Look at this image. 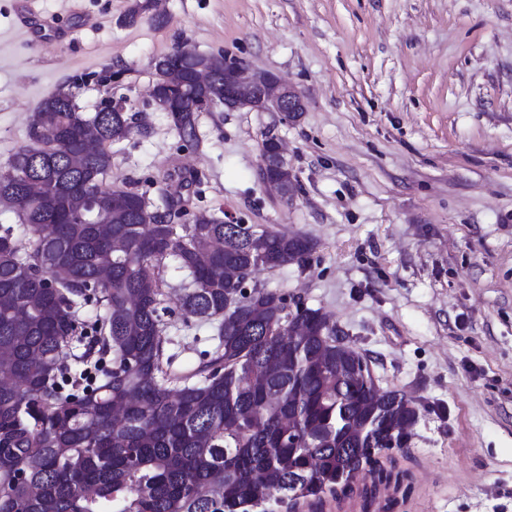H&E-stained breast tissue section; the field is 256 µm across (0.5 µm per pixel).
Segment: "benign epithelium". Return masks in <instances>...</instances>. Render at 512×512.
Here are the masks:
<instances>
[{
  "mask_svg": "<svg viewBox=\"0 0 512 512\" xmlns=\"http://www.w3.org/2000/svg\"><path fill=\"white\" fill-rule=\"evenodd\" d=\"M198 55L199 52L181 46L168 55V64L155 63V69L163 70V83L167 85L180 81L181 62L192 64V80L200 88V92L192 96L190 101L193 112H213L220 107L229 110L247 108L255 112H273L286 123L289 116L304 107L301 95L277 75L269 71L257 72L239 57L228 54L224 55V96L217 98L210 93V69L199 60ZM263 152L265 160L262 166H288L278 136H266Z\"/></svg>",
  "mask_w": 512,
  "mask_h": 512,
  "instance_id": "7a95c632",
  "label": "benign epithelium"
}]
</instances>
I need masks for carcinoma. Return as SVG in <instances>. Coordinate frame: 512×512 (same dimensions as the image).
<instances>
[{
	"label": "carcinoma",
	"mask_w": 512,
	"mask_h": 512,
	"mask_svg": "<svg viewBox=\"0 0 512 512\" xmlns=\"http://www.w3.org/2000/svg\"><path fill=\"white\" fill-rule=\"evenodd\" d=\"M184 96L155 105L168 112ZM35 116L0 169V205L33 234L22 253L0 224V512H323L326 497L355 493L365 466L400 489L408 473L386 452L406 447L413 402L385 400L368 358L321 310L290 309L256 283L241 301L224 283L249 259L250 275L300 266L313 242L207 213L159 222L144 194L104 184L112 144L145 127L83 112L64 89ZM178 120L180 138L197 140V113ZM85 135L97 149L76 163ZM122 195L136 202L92 206ZM170 262L186 274L184 317L218 322L215 351L190 374L169 371ZM82 301L102 314L68 363Z\"/></svg>",
	"instance_id": "carcinoma-1"
}]
</instances>
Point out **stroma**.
Segmentation results:
<instances>
[{
	"instance_id": "35a3bbf8",
	"label": "stroma",
	"mask_w": 512,
	"mask_h": 512,
	"mask_svg": "<svg viewBox=\"0 0 512 512\" xmlns=\"http://www.w3.org/2000/svg\"><path fill=\"white\" fill-rule=\"evenodd\" d=\"M130 3L27 0L37 41L0 0V164L59 88L86 112L127 97L147 132L113 144L107 186L314 242L255 280L329 315L414 400L392 512H512V0H162L133 23ZM179 46L275 73L303 112H202L185 144L150 97ZM271 133L284 199L260 175ZM164 304L172 368L191 369L217 324ZM263 152L265 153V160L262 162L263 168L269 165L273 168L288 167L282 141L277 135L270 134L266 136L263 144Z\"/></svg>"
}]
</instances>
